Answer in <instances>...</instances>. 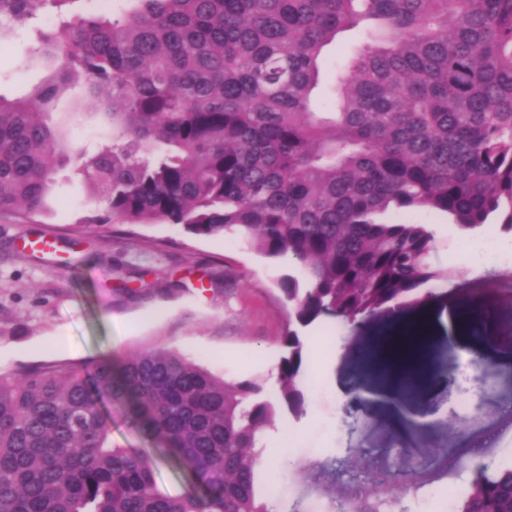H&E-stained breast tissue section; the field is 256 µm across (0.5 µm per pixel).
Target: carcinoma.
I'll list each match as a JSON object with an SVG mask.
<instances>
[{"mask_svg": "<svg viewBox=\"0 0 512 512\" xmlns=\"http://www.w3.org/2000/svg\"><path fill=\"white\" fill-rule=\"evenodd\" d=\"M50 0H0L22 25ZM123 17L60 22L58 80L0 99V216L47 210L60 157L103 212L95 224H175L232 235L295 264L279 281L289 322L273 400L254 381L217 378L175 350L142 347L91 371L68 364L0 372V512H273L255 492L258 432L279 407L306 406L305 337L321 317L350 323L444 271L424 224L512 233V0H137ZM371 20L315 109L320 57ZM73 82L106 133L67 149L47 108ZM492 311L458 305L480 331ZM404 385L427 337H396ZM108 400L161 452L112 444ZM184 470L172 496L160 460ZM454 512H512V465L475 470Z\"/></svg>", "mask_w": 512, "mask_h": 512, "instance_id": "1", "label": "carcinoma"}]
</instances>
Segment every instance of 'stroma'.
<instances>
[{
    "instance_id": "stroma-1",
    "label": "stroma",
    "mask_w": 512,
    "mask_h": 512,
    "mask_svg": "<svg viewBox=\"0 0 512 512\" xmlns=\"http://www.w3.org/2000/svg\"><path fill=\"white\" fill-rule=\"evenodd\" d=\"M54 21L48 10L37 27L0 35L1 98H28L54 77L61 62L48 59L37 37L38 29ZM367 33L364 26L343 32L325 48L317 103L331 96L334 61ZM89 195L80 181H61L35 220L0 217V371L56 363L88 368L100 357L121 359L160 343L224 380L258 381L263 398L273 399L288 329L277 282L291 266L263 258L241 240L195 237L173 224H101L77 231L91 214ZM407 219L433 230L431 261L445 275L361 324L323 318L304 328L307 354L317 355L324 367L311 379L304 413L279 410L260 432L265 451L284 435L300 440L288 467L255 473L258 496L275 512H328L321 471L330 462L337 485L357 490L370 484L373 471L391 465L396 453L390 426L396 410L421 453L412 476H400L407 493L391 512H423L431 493L461 496L476 468L512 464V363L497 366L488 378L483 418L467 445H460L443 415L429 412L449 358L467 368L488 355L483 340L448 323L451 308L467 298L494 306L496 334L512 336V304L499 293L512 277V235L465 234L440 212L413 211ZM47 235L57 244L55 255L27 248V241ZM420 320L428 323L429 354L407 387L394 368L390 342ZM452 336L462 343L450 357ZM356 371L372 406L351 432L337 426L336 411L339 392ZM354 447L368 449V467L353 460ZM435 448L447 449V456H432ZM274 483L276 495L270 491Z\"/></svg>"
}]
</instances>
